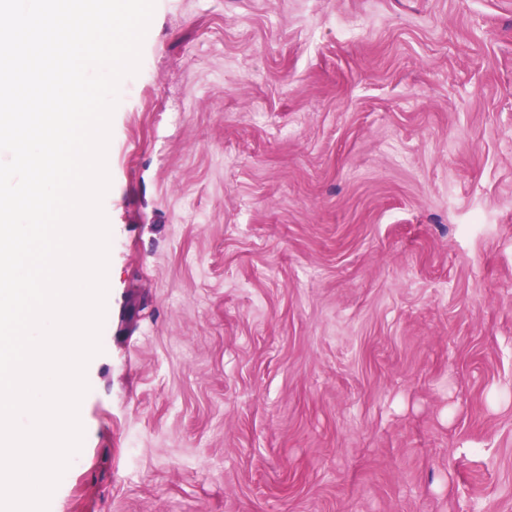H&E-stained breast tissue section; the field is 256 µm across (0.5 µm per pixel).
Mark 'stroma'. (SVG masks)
Segmentation results:
<instances>
[{
	"label": "stroma",
	"mask_w": 512,
	"mask_h": 512,
	"mask_svg": "<svg viewBox=\"0 0 512 512\" xmlns=\"http://www.w3.org/2000/svg\"><path fill=\"white\" fill-rule=\"evenodd\" d=\"M48 512H512V0H156Z\"/></svg>",
	"instance_id": "stroma-1"
}]
</instances>
